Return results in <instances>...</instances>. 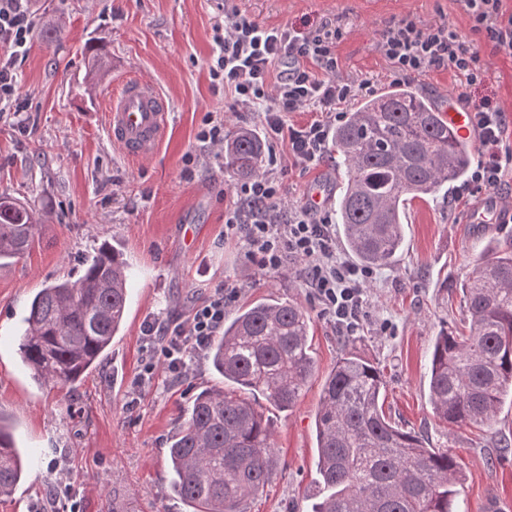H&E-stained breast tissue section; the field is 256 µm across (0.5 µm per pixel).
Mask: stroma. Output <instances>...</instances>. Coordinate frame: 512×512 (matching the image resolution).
<instances>
[{"label": "stroma", "mask_w": 512, "mask_h": 512, "mask_svg": "<svg viewBox=\"0 0 512 512\" xmlns=\"http://www.w3.org/2000/svg\"><path fill=\"white\" fill-rule=\"evenodd\" d=\"M224 0H30L35 29L17 71L24 111L0 112V194L28 202L40 224L32 250L0 267V412L14 424L31 458L24 482L0 512H191L171 489L168 442L202 389L220 384L205 355L193 356L182 374L150 351L147 321L184 320L193 304L228 282L238 288L231 310L269 296L290 297L312 318L315 370L288 412L270 410L276 468L264 491L244 512H309L319 479L315 415L323 383L340 353L351 350L382 368L384 410L431 447L446 449L465 481L464 512H512V455L500 457L499 437L512 439V403L504 402L492 429L451 427L429 404L431 345L442 325L461 326L460 285L485 240L512 236L511 224H470L480 197L452 191L413 201L407 208V243L399 259L376 271L367 288V314L350 336L339 335L311 305L296 268L262 272L246 248L224 237V210L234 182L223 154L196 139L205 113L225 133L247 127L263 133L258 112L234 115L214 91L207 62L212 28ZM238 8L268 26L300 30L324 22L339 27L341 76L371 80L376 91L395 79L377 49L382 32L408 16L429 25L445 22L462 32L472 25L464 0H236ZM60 24L46 37L48 21ZM103 47L107 71L89 79L83 48ZM487 68L483 83L468 86L451 70L414 81L435 105L448 96L483 100L512 117V56L474 36ZM136 75L169 100L167 133L151 156L133 158L112 141L104 112L111 83ZM197 160L184 177L183 158ZM339 166L335 153L306 172L288 175V202L306 201L312 189L327 193L334 211ZM121 249L129 265L130 303L123 332L109 355L68 391L33 381L17 353L30 303L46 285L77 279L101 242ZM391 321L392 332L380 330ZM153 376L138 400L134 382L147 361Z\"/></svg>", "instance_id": "obj_1"}]
</instances>
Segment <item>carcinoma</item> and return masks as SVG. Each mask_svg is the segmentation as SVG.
<instances>
[{
	"label": "carcinoma",
	"instance_id": "1",
	"mask_svg": "<svg viewBox=\"0 0 512 512\" xmlns=\"http://www.w3.org/2000/svg\"><path fill=\"white\" fill-rule=\"evenodd\" d=\"M90 74L105 54L85 48ZM342 166L335 222L355 262L381 268L405 243L406 207L417 197L448 195L473 164L435 106L409 82L361 100L334 130ZM265 147L241 128L224 140V171L238 180L262 171ZM27 205L0 196V265L35 243ZM468 333L441 327L429 363V402L454 427L492 425L512 396V242L489 243L461 288ZM127 265L103 242L81 276L41 289L18 341L21 361L40 384L72 388L100 361L124 320ZM311 317L294 300L255 302L224 319L208 356L224 387L197 394L169 441L173 491L194 512H239L274 474V444L259 399L289 411L314 372ZM383 372L344 351L327 376L316 415L320 480L311 512H463L461 480L446 451L392 423L383 411ZM22 477L19 449L0 416V497Z\"/></svg>",
	"mask_w": 512,
	"mask_h": 512
}]
</instances>
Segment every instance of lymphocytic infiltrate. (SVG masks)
I'll return each instance as SVG.
<instances>
[{
	"instance_id": "1",
	"label": "lymphocytic infiltrate",
	"mask_w": 512,
	"mask_h": 512,
	"mask_svg": "<svg viewBox=\"0 0 512 512\" xmlns=\"http://www.w3.org/2000/svg\"><path fill=\"white\" fill-rule=\"evenodd\" d=\"M502 2L468 0L472 29L485 32L495 50L512 55V14L503 13ZM34 28L23 0H0V110L18 100L16 67L26 56ZM340 38L336 28L301 32L287 25L265 26L226 0L224 19L213 27L216 49L209 74L213 88L229 95L233 111L263 113L268 145L263 172L234 187L233 201L224 210L225 235L243 240L264 272L299 264V275L321 315L348 336L366 315L365 288L376 272L338 256L336 229L326 210L285 202L289 170L304 172L322 161L330 125L343 117L340 105L374 92L370 80L354 84L339 77ZM378 48L398 80L451 69L474 84L485 72L468 36L445 23L421 25L401 18L384 31ZM309 108L325 112V119L305 125L289 122L290 113ZM471 112L481 159L464 191L475 195L497 189L503 161L512 160V145L504 137L503 110L481 101L472 104ZM236 295V286L218 285L187 321L149 322L144 338L159 348L172 371L186 369L188 358L203 352L223 328Z\"/></svg>"
}]
</instances>
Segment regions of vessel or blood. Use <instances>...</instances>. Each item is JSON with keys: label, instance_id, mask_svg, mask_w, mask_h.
Segmentation results:
<instances>
[{"label": "vessel or blood", "instance_id": "1", "mask_svg": "<svg viewBox=\"0 0 512 512\" xmlns=\"http://www.w3.org/2000/svg\"><path fill=\"white\" fill-rule=\"evenodd\" d=\"M443 115L458 137L470 138L471 114L456 97H449ZM106 117L113 141L128 155L143 158L161 144L169 125L170 105L152 83L136 77L126 82L120 94L108 98ZM493 214L512 217V201L490 197L470 212L469 221L485 224Z\"/></svg>", "mask_w": 512, "mask_h": 512}]
</instances>
